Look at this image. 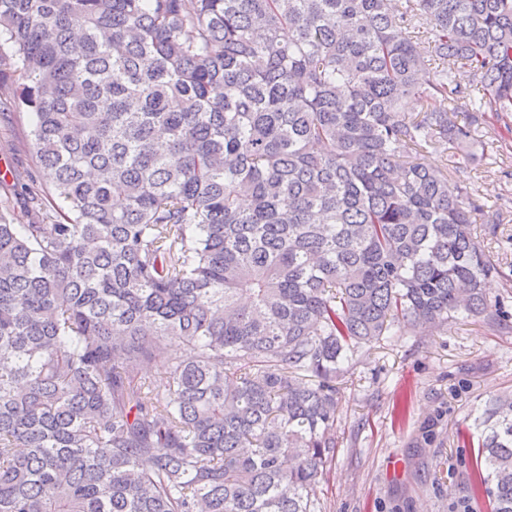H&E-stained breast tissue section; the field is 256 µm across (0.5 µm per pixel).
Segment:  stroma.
<instances>
[{
	"instance_id": "1",
	"label": "stroma",
	"mask_w": 512,
	"mask_h": 512,
	"mask_svg": "<svg viewBox=\"0 0 512 512\" xmlns=\"http://www.w3.org/2000/svg\"><path fill=\"white\" fill-rule=\"evenodd\" d=\"M11 44H0V197L37 172L35 116L16 108L19 83ZM482 166L470 168L448 146L421 156L459 169L483 208L481 228L498 236L487 248L512 270V132L484 125ZM488 280L490 298L512 315V283ZM336 453L319 493L321 512H487L470 496L474 419L496 396L512 394V318L489 326L456 318L430 330L407 329L355 351L336 381Z\"/></svg>"
}]
</instances>
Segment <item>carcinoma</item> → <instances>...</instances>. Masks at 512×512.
Wrapping results in <instances>:
<instances>
[{
    "instance_id": "cac0c4a2",
    "label": "carcinoma",
    "mask_w": 512,
    "mask_h": 512,
    "mask_svg": "<svg viewBox=\"0 0 512 512\" xmlns=\"http://www.w3.org/2000/svg\"><path fill=\"white\" fill-rule=\"evenodd\" d=\"M0 39L39 167L28 223L0 200V512H321L350 354L508 318L418 157L512 112V0H0ZM475 428L512 512V396Z\"/></svg>"
}]
</instances>
